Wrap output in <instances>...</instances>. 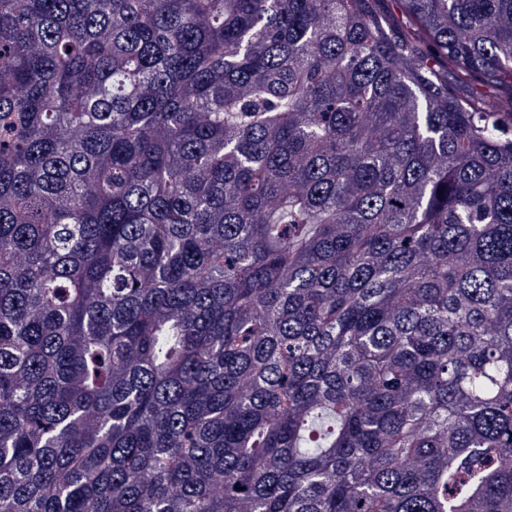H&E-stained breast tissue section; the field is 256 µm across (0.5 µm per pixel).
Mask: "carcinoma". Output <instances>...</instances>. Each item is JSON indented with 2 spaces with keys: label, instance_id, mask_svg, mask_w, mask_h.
I'll return each mask as SVG.
<instances>
[{
  "label": "carcinoma",
  "instance_id": "1",
  "mask_svg": "<svg viewBox=\"0 0 512 512\" xmlns=\"http://www.w3.org/2000/svg\"><path fill=\"white\" fill-rule=\"evenodd\" d=\"M387 2L0 0V512H512V0Z\"/></svg>",
  "mask_w": 512,
  "mask_h": 512
}]
</instances>
